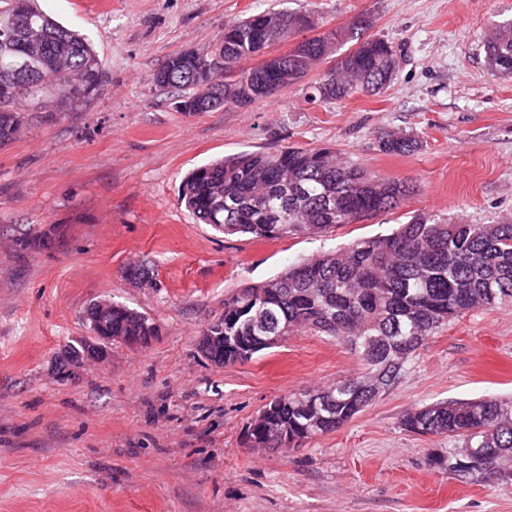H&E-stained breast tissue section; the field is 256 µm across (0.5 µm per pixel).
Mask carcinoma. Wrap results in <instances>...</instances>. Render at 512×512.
<instances>
[{"instance_id": "carcinoma-1", "label": "carcinoma", "mask_w": 512, "mask_h": 512, "mask_svg": "<svg viewBox=\"0 0 512 512\" xmlns=\"http://www.w3.org/2000/svg\"><path fill=\"white\" fill-rule=\"evenodd\" d=\"M370 28L361 15L323 30L307 5L295 12L264 11L224 25L223 40L208 52L169 56L149 80L177 92L178 111L211 112L271 98L334 55V66L314 79L312 99L377 93L392 80L398 55L391 43L368 34ZM299 31L313 36L266 59L272 46ZM344 42L353 49L335 54ZM484 48L489 69L512 76V19L492 24ZM250 58L261 63L243 68ZM103 67L84 35L58 23L35 0H0V145L19 136L27 106L90 98ZM379 147L404 155L418 141L385 133ZM413 193L408 181L349 164L331 147L241 153L195 169L180 186L181 202L199 222L262 240L319 235L374 218ZM505 304H512V221L469 224L417 214L390 235L355 240L235 291L224 299V318L202 335L215 337L206 351L226 366L264 350L267 329L274 336H326L358 355L360 373L281 396L248 426L251 448H295L362 412L377 398L374 385H392L441 326L468 311ZM140 317L115 305L112 335H142ZM401 425L454 440L448 454L435 459L448 474L512 485L511 399L429 404L406 414Z\"/></svg>"}]
</instances>
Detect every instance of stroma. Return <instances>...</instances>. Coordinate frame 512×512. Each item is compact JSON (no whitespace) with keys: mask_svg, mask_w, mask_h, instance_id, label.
Masks as SVG:
<instances>
[{"mask_svg":"<svg viewBox=\"0 0 512 512\" xmlns=\"http://www.w3.org/2000/svg\"><path fill=\"white\" fill-rule=\"evenodd\" d=\"M329 27L361 13L399 54L379 93L310 101L307 82L244 107L185 114L148 79L204 52L224 26L295 0H39L104 62L95 96L29 112L0 147V512H512V486L434 467L445 436L406 432L422 405L512 396V306L469 311L417 350L352 421L300 447L255 451L244 434L271 400L354 375L345 346L298 333L244 363L198 349L224 297L299 260L387 235L417 213L486 224L512 216V77L484 41L512 0H311ZM415 135L405 156L382 133ZM331 146L414 184L393 212L322 236L258 240L199 223L180 203L192 169L240 152ZM150 280H128V267ZM158 328L143 348L64 377L95 301Z\"/></svg>","mask_w":512,"mask_h":512,"instance_id":"1","label":"stroma"}]
</instances>
